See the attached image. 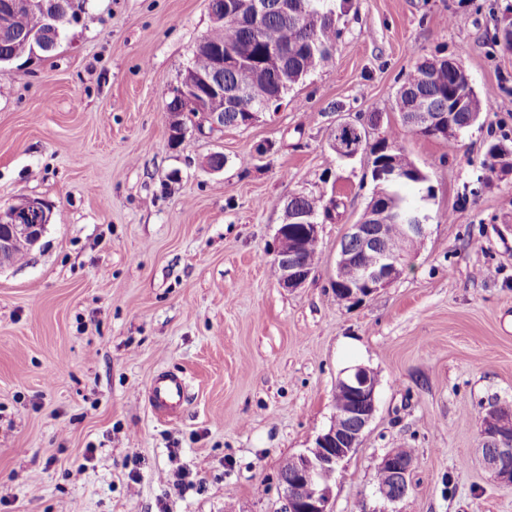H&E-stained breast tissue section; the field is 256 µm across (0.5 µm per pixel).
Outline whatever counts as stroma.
<instances>
[{"label": "stroma", "instance_id": "1", "mask_svg": "<svg viewBox=\"0 0 512 512\" xmlns=\"http://www.w3.org/2000/svg\"><path fill=\"white\" fill-rule=\"evenodd\" d=\"M511 0H354L334 60L248 127L168 139L169 91L211 26L208 0H74L56 50L0 74V207L51 209L0 269V512H276L280 468L312 447L342 372L379 380L377 412L336 473L333 512H512L479 461L480 417L512 403V53L493 43ZM458 58L491 99L456 148L410 132L391 102L414 64ZM379 112V135L427 175L407 194L428 236L401 276L338 300L340 242L370 202L367 156L330 135ZM214 153L219 172L205 169ZM341 199L303 288L270 253L284 200ZM185 382L172 416L146 391ZM412 448L409 490L384 505L383 456Z\"/></svg>", "mask_w": 512, "mask_h": 512}]
</instances>
